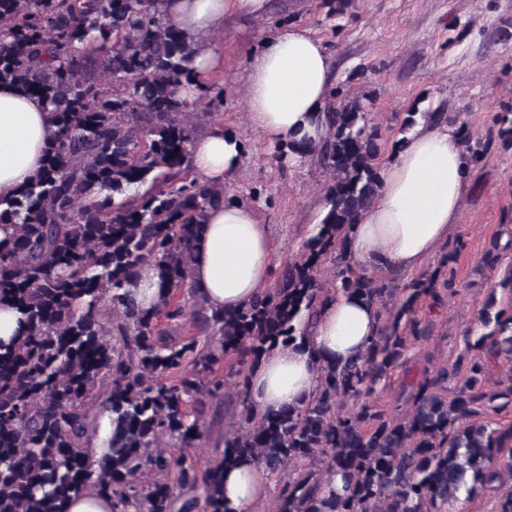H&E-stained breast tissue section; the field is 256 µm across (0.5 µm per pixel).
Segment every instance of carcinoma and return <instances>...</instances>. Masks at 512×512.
<instances>
[{
	"instance_id": "carcinoma-1",
	"label": "carcinoma",
	"mask_w": 512,
	"mask_h": 512,
	"mask_svg": "<svg viewBox=\"0 0 512 512\" xmlns=\"http://www.w3.org/2000/svg\"><path fill=\"white\" fill-rule=\"evenodd\" d=\"M165 0H0V83L44 102L51 129L32 183L0 199V305L22 329L0 341V512H67L92 490L112 512H225L224 470L249 458L271 474L292 467L275 512H453L458 493L512 483V423L493 425L490 403H512L509 384L484 390L491 363L512 361V308L482 334L466 367L457 363L403 383V403L371 401L378 382L433 337L421 302L445 304L459 252L411 278L386 307L392 281L351 263L348 233L372 202L386 152L363 102L335 88L327 134L302 157L327 171L324 214L299 256L238 311H214L190 284L193 246L222 186L197 182L190 147L192 104L224 89L192 66L197 44L167 22ZM512 148V113L497 116ZM492 242L478 261L495 268ZM161 278L158 304L129 290L139 270ZM331 273V282L322 278ZM342 288L378 308L366 350L326 363L302 406L257 415L250 372L275 347L311 344L321 309ZM190 327L174 342L160 328ZM232 359L241 426L201 463L167 447L205 443L200 419L224 394L214 366ZM112 413L110 451L88 463L99 415ZM342 487L325 492L333 476Z\"/></svg>"
}]
</instances>
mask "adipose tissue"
<instances>
[{
  "mask_svg": "<svg viewBox=\"0 0 512 512\" xmlns=\"http://www.w3.org/2000/svg\"><path fill=\"white\" fill-rule=\"evenodd\" d=\"M271 0H166L170 24L199 43L193 65L205 73L222 59L212 38L231 18L259 20ZM333 60L321 40L288 25L264 36L250 57L245 100L249 121L269 145L306 141L326 134L324 114L331 101ZM50 115L37 98L0 84V197L29 185L42 165ZM199 182L230 184L240 172L246 147L239 136L214 123L192 145ZM472 159L458 124L418 120L381 170L372 204L349 233L357 266L379 271H414L447 241L472 191ZM275 247L259 213L232 201L211 209L194 244L192 287L207 306L227 312L241 308L269 286ZM379 325L375 306L338 291L322 309L312 346H279L250 377L257 413L300 406L314 394L327 362L362 352ZM273 490L263 467L242 462L224 474L229 512H255Z\"/></svg>",
  "mask_w": 512,
  "mask_h": 512,
  "instance_id": "ef3b65f1",
  "label": "adipose tissue"
}]
</instances>
